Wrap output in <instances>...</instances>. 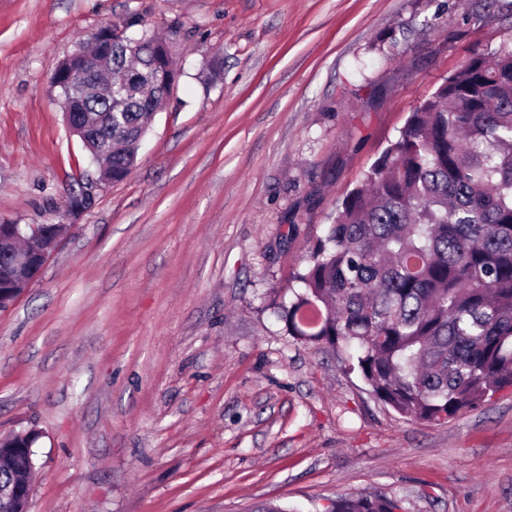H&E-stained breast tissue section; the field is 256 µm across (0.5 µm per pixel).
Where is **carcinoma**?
<instances>
[{
	"label": "carcinoma",
	"mask_w": 512,
	"mask_h": 512,
	"mask_svg": "<svg viewBox=\"0 0 512 512\" xmlns=\"http://www.w3.org/2000/svg\"><path fill=\"white\" fill-rule=\"evenodd\" d=\"M112 30V178L133 169L163 102L165 42ZM281 307L288 335L331 347L373 398L434 424L512 388V38L474 53L411 113L317 240ZM18 280L0 250V289ZM323 512H402L384 496L338 495Z\"/></svg>",
	"instance_id": "1"
}]
</instances>
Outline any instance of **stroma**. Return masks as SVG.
Masks as SVG:
<instances>
[{
    "label": "stroma",
    "mask_w": 512,
    "mask_h": 512,
    "mask_svg": "<svg viewBox=\"0 0 512 512\" xmlns=\"http://www.w3.org/2000/svg\"><path fill=\"white\" fill-rule=\"evenodd\" d=\"M131 17L182 74L102 184L52 77ZM509 33L512 0H0V224H67L0 311V435L41 433L30 512H512L511 391L404 420L278 317L410 112ZM402 509V502L397 498L338 495L329 500L323 512H400Z\"/></svg>",
    "instance_id": "35a3bbf8"
}]
</instances>
